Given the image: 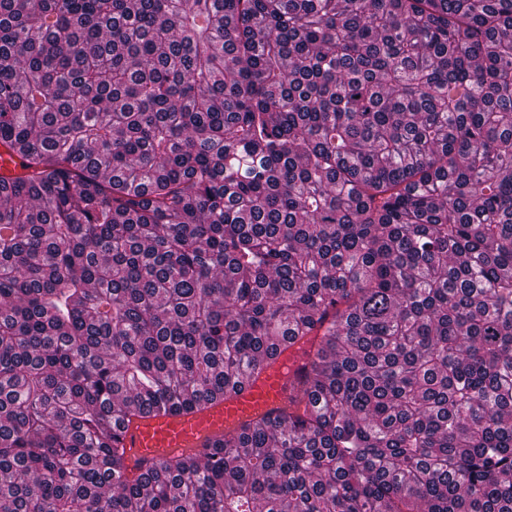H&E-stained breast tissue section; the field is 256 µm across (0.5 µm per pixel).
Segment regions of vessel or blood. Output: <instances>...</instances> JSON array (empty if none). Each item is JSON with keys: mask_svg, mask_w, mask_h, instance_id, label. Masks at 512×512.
<instances>
[{"mask_svg": "<svg viewBox=\"0 0 512 512\" xmlns=\"http://www.w3.org/2000/svg\"><path fill=\"white\" fill-rule=\"evenodd\" d=\"M263 368L224 398L182 413L129 416L120 432L127 472L136 475L152 464L180 454H197L225 430L260 416L276 415L286 403L288 381L306 363L299 346L276 343Z\"/></svg>", "mask_w": 512, "mask_h": 512, "instance_id": "obj_1", "label": "vessel or blood"}]
</instances>
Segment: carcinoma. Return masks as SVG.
Masks as SVG:
<instances>
[{
	"label": "carcinoma",
	"instance_id": "obj_1",
	"mask_svg": "<svg viewBox=\"0 0 512 512\" xmlns=\"http://www.w3.org/2000/svg\"><path fill=\"white\" fill-rule=\"evenodd\" d=\"M0 145V512H512V0H0ZM299 345L276 343L275 355L263 368L222 399L182 413L131 415L120 432L127 474L138 475L166 457L197 454L224 430L251 422L262 415L275 416L288 396V380L307 361Z\"/></svg>",
	"mask_w": 512,
	"mask_h": 512
}]
</instances>
